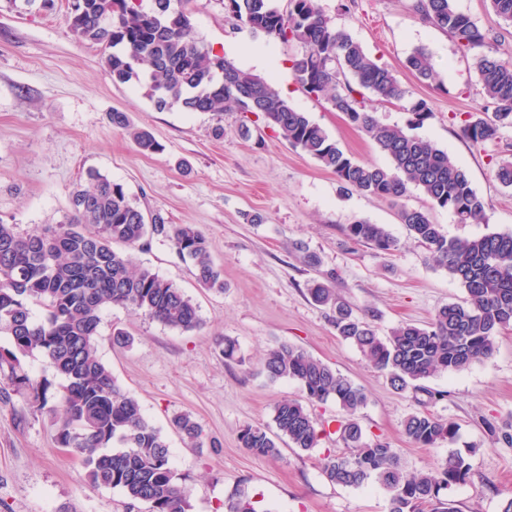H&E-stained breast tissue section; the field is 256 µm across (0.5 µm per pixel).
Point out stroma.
Segmentation results:
<instances>
[{
  "instance_id": "35a3bbf8",
  "label": "stroma",
  "mask_w": 512,
  "mask_h": 512,
  "mask_svg": "<svg viewBox=\"0 0 512 512\" xmlns=\"http://www.w3.org/2000/svg\"><path fill=\"white\" fill-rule=\"evenodd\" d=\"M225 0H172L190 17L193 37L246 69L269 58L262 76L323 126L338 146L362 162L387 158L361 130L323 99L303 91L289 60L300 48L226 18ZM414 0H320L336 27L348 31L373 58L393 70L411 97L425 99L432 116L415 135L430 139L468 173L491 205L485 224H459L417 189L408 206L429 210L452 237L512 232V190L494 178L512 160V128L501 139L472 144L466 120L492 113L472 55L424 21ZM481 29L499 32L493 52L512 60V27L499 28L489 0H456ZM66 0L53 9L42 0H0V222L35 230L62 223L72 193L94 169L122 184L141 208L161 211L173 224H194L224 272V290L205 288L194 268L165 244L139 250V263L172 281L199 308L200 329L182 332L122 307L102 315L98 351L118 385L140 402L145 418L172 450V463L190 491L188 512H224L236 490L256 495L261 512H389L377 483L358 488L328 481L321 460L346 448L337 435L310 451L282 447L258 458L242 448L245 424L274 429L275 406L305 401L299 384L269 380L265 351L279 343L303 348L362 387L367 404L359 422L372 440L396 448L404 473L432 470L449 451L470 465L464 482L442 491L456 512H500L512 494V445L502 437L512 424V330L501 333L494 354L456 373L427 380L426 391L398 392L331 325L329 309L314 304L307 288L320 280L355 310L376 314L379 335L402 323L425 325L436 311L462 302L463 288L433 265L423 246L401 224L388 200L341 190L335 175L291 147L257 115L233 109L186 112L157 109L144 83L113 82L104 51L67 25ZM426 49L435 80H418L405 66ZM127 113L159 144L144 153L114 127L110 115ZM262 223H252L254 215ZM359 220L386 225L398 241L383 253L350 240L346 227ZM317 265H309L308 256ZM132 342H112L113 329ZM235 342L234 357L221 355L222 339ZM436 399H429V392ZM428 411L456 425L453 442L434 448L412 444L403 431L408 415ZM183 413L202 426L206 447H187L172 421ZM57 416L20 395L0 402V512H129L116 490L91 487L80 456L58 447Z\"/></svg>"
}]
</instances>
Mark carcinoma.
I'll return each instance as SVG.
<instances>
[{
    "label": "carcinoma",
    "mask_w": 512,
    "mask_h": 512,
    "mask_svg": "<svg viewBox=\"0 0 512 512\" xmlns=\"http://www.w3.org/2000/svg\"><path fill=\"white\" fill-rule=\"evenodd\" d=\"M84 19L72 26L82 40L110 50L106 63L112 80L127 83L143 78L159 110L179 106L188 112H222L235 106L259 113L292 147L315 159L336 176L340 188L402 200L410 187L450 211L458 224L487 222L489 203L471 185L465 169L434 143L396 126L382 124L366 105L370 96L381 102L400 101L403 90L387 66L369 56L349 33L336 28L319 0H227L235 26L260 31L301 52L290 59L295 82L308 94L324 99L353 126L363 130L388 156L390 165L353 159L307 113L296 109L263 76L222 59L224 80L216 77L218 55L190 36L191 23L171 0H153L150 9L139 0H81ZM499 20L512 26V0H490ZM423 19L473 52L474 65L492 115L468 121L464 135L475 144L493 143L501 130L512 128V62L484 51L497 40L480 29L456 6V0H416ZM146 65L138 72L140 65ZM405 67L424 81L434 79L428 53L417 49ZM409 124L420 126L431 116L427 102L410 103ZM112 125L125 129L140 150L152 152V135L130 123L123 112L111 115ZM89 186L73 192L71 216L40 231L0 223V335L10 347L0 349V402L25 395L44 407L54 401L58 417L57 444L75 448L89 484L119 490L132 507L146 512H187L188 491L171 465L170 450L160 431L143 415L139 401L124 391L101 360L97 336L101 312L120 306L184 332L202 320L193 300L172 281L136 265L134 251L157 240L189 261L199 282L224 292V276L209 253L202 231L191 224L168 222L159 211L143 210L120 184L90 171ZM398 217L409 234L428 252L434 265L458 281L466 297L441 307L425 326L402 324L381 337L367 315L354 314L334 289L316 282L308 293L333 312L336 335L353 344L367 361L386 372L399 392L423 391L422 382L442 372H459L490 357L497 337L512 327V232L474 238L450 237L423 209L400 207ZM347 236L381 252L397 241L383 224L357 221ZM126 247L117 251L113 245ZM43 309L35 317L32 306ZM41 353L62 378L58 390L21 370V359ZM262 370L272 381L297 382L311 401L336 403L341 412L337 433L348 454L327 456L325 477L344 487L370 480L389 496V512H455L441 491L466 479L470 466L461 453L448 456L431 472L405 474L396 449L366 437L357 413L367 403L364 390L305 350L281 343L269 348ZM276 433L246 424L239 433L242 447L259 458L280 454L278 442L300 451L317 447L321 430L298 401L275 406ZM174 425L191 448L203 446V431L188 414ZM406 436L419 447L451 441L455 426L429 412L410 414ZM225 512H256L241 489L224 504Z\"/></svg>",
    "instance_id": "1"
}]
</instances>
